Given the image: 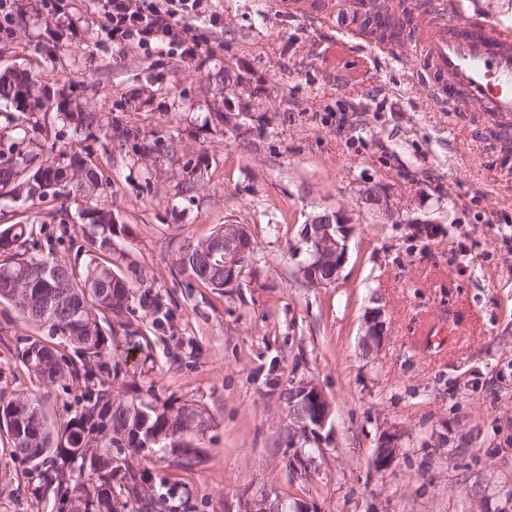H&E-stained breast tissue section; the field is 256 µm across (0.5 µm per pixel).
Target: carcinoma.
I'll use <instances>...</instances> for the list:
<instances>
[{"mask_svg":"<svg viewBox=\"0 0 512 512\" xmlns=\"http://www.w3.org/2000/svg\"><path fill=\"white\" fill-rule=\"evenodd\" d=\"M28 82L0 75V101H13L27 91ZM57 114L72 137L82 142L95 132L112 133V117L99 112ZM34 156L11 144L9 154L0 153V192L26 194L29 198L68 196L84 199L82 218L90 226L89 259L81 273L58 258L22 257L15 250L27 243L33 225L18 222L0 227V301L10 303L26 321L49 329L64 348L26 339L20 359L26 370L46 384L76 387V410L65 422H48L40 402L25 393L0 401V429L12 443V456L33 463L41 497L52 496L58 505L74 512H121L129 504L133 512H177L188 499L173 487L156 491L148 469L133 465L127 456L155 448L181 457L175 467L190 471L199 464L190 448L191 419L195 413L162 402L146 403L117 393L112 387V330L110 317L134 311V292L112 268L113 237L126 234L114 223L112 210L104 203L110 182L92 153L62 150L50 155L37 168ZM224 242L222 228L207 238L188 243L176 264L193 280L224 290V267H215L208 257L215 244ZM179 504H174V500Z\"/></svg>","mask_w":512,"mask_h":512,"instance_id":"cac0c4a2","label":"carcinoma"}]
</instances>
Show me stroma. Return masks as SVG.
I'll return each mask as SVG.
<instances>
[{"mask_svg": "<svg viewBox=\"0 0 512 512\" xmlns=\"http://www.w3.org/2000/svg\"><path fill=\"white\" fill-rule=\"evenodd\" d=\"M197 12L192 60L112 46L99 0H14L0 32L1 69L42 72L139 132L135 146L118 135L86 145L111 176L114 222L129 228L113 269L141 305L112 320V385L199 413V464L149 456L156 489L178 486L191 512H238L256 485L304 512H512V164L491 125L431 102L418 58L283 19L267 0H201ZM239 101L245 117H217ZM23 124L39 126L43 157L70 138L55 113L0 104V149ZM368 185L386 189L392 217L360 204ZM80 204L0 197V227L27 220V255L80 266ZM336 208L354 226L347 261L337 281L307 286L292 250L311 214ZM227 223L247 225L255 249L219 292L175 259ZM155 297L170 311L160 325L145 310ZM375 305L386 335L368 354ZM29 337L54 342L0 303V397L28 393L63 422L74 395L28 374L18 352ZM302 382L332 404L303 473L287 467L285 404ZM392 430L400 447L381 469L375 451ZM9 453L0 432V512H60Z\"/></svg>", "mask_w": 512, "mask_h": 512, "instance_id": "stroma-1", "label": "stroma"}]
</instances>
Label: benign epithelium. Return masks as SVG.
Wrapping results in <instances>:
<instances>
[{
	"mask_svg": "<svg viewBox=\"0 0 512 512\" xmlns=\"http://www.w3.org/2000/svg\"><path fill=\"white\" fill-rule=\"evenodd\" d=\"M7 76L25 75L32 87V94L42 98V102L65 103L68 98L54 93L47 81L35 78L30 73H23L21 68L4 71ZM360 202L387 217L392 216V205L388 194L378 186H367L360 190ZM353 226L347 213L341 209L323 210L312 215L301 232L302 247L299 251L309 255L300 261L295 275L309 286L326 285L336 281L347 259L348 241ZM254 252V241L244 224L224 225V287L232 288L238 281L249 257ZM385 334L383 311L372 308L364 318L362 346L367 351L378 347ZM331 416V404L325 394L311 383H300L288 389V443L296 440L321 446L322 431ZM400 434L386 433L378 446L376 461L379 466L389 465L397 455ZM286 500L272 495L264 488L240 502L238 512H284Z\"/></svg>",
	"mask_w": 512,
	"mask_h": 512,
	"instance_id": "obj_1",
	"label": "benign epithelium"
}]
</instances>
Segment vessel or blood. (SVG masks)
Returning <instances> with one entry per match:
<instances>
[{
  "label": "vessel or blood",
  "mask_w": 512,
  "mask_h": 512,
  "mask_svg": "<svg viewBox=\"0 0 512 512\" xmlns=\"http://www.w3.org/2000/svg\"><path fill=\"white\" fill-rule=\"evenodd\" d=\"M279 13L317 27H335L339 9L371 13L365 36L372 48L397 61L417 49L425 64L422 82L436 104L481 112L512 139V26L480 10L451 7L449 0H421L412 34L401 33L393 0H273Z\"/></svg>",
  "instance_id": "vessel-or-blood-1"
}]
</instances>
